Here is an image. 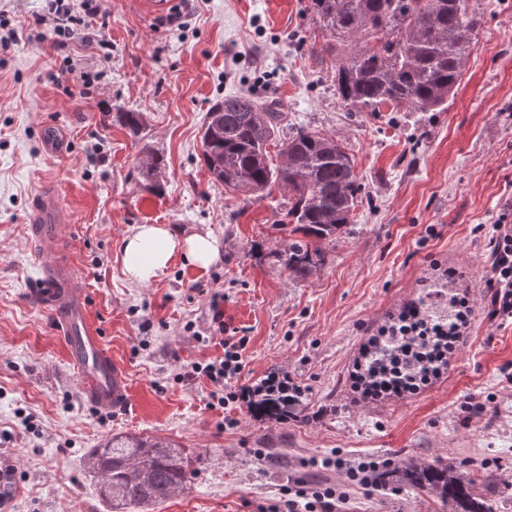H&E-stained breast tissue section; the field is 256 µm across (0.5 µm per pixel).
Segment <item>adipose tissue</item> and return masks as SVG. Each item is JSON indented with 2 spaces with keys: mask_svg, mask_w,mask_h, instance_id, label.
I'll return each instance as SVG.
<instances>
[{
  "mask_svg": "<svg viewBox=\"0 0 512 512\" xmlns=\"http://www.w3.org/2000/svg\"><path fill=\"white\" fill-rule=\"evenodd\" d=\"M122 272L127 282H154L174 259L205 270L221 258V242L211 232H177L166 224H138L121 240Z\"/></svg>",
  "mask_w": 512,
  "mask_h": 512,
  "instance_id": "obj_1",
  "label": "adipose tissue"
}]
</instances>
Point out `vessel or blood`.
<instances>
[{
    "label": "vessel or blood",
    "mask_w": 512,
    "mask_h": 512,
    "mask_svg": "<svg viewBox=\"0 0 512 512\" xmlns=\"http://www.w3.org/2000/svg\"><path fill=\"white\" fill-rule=\"evenodd\" d=\"M71 222L69 211L54 190L39 193L29 215L38 242L33 300L57 321L88 403L102 412L118 411L130 402L125 367L105 346L87 308V292L76 277L71 257L60 242Z\"/></svg>",
    "instance_id": "b4317fda"
}]
</instances>
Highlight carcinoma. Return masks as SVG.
<instances>
[{
    "label": "carcinoma",
    "mask_w": 512,
    "mask_h": 512,
    "mask_svg": "<svg viewBox=\"0 0 512 512\" xmlns=\"http://www.w3.org/2000/svg\"><path fill=\"white\" fill-rule=\"evenodd\" d=\"M315 23L330 34L325 51H338L336 96L376 112L408 104L417 112L448 105L476 45L477 0H309ZM273 103L249 96L216 102L206 113L202 156L213 181L244 196L288 192L282 225L288 241L276 252L290 274L306 277L324 261L322 243L349 233L361 203V184L346 147L318 131L298 128L280 143L275 165L269 143L280 125ZM391 358L382 342L367 343L356 383L377 394ZM303 391L284 380L254 388L251 413L274 420L302 412ZM98 493L112 512H148L190 484L194 470L185 451L151 437L114 435L89 456ZM468 460L458 464L386 461L372 471L383 492L405 490L436 498L452 512H496L495 501L473 492Z\"/></svg>",
    "instance_id": "obj_1"
}]
</instances>
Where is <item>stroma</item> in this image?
<instances>
[{"instance_id": "obj_1", "label": "stroma", "mask_w": 512, "mask_h": 512, "mask_svg": "<svg viewBox=\"0 0 512 512\" xmlns=\"http://www.w3.org/2000/svg\"><path fill=\"white\" fill-rule=\"evenodd\" d=\"M137 2L101 0L105 48L76 42L63 55L24 39L0 54V464L14 469L0 512H110L88 456L119 433L173 441L192 459L188 488L152 512H260L304 483L346 491L337 512H448L355 484L347 468L463 458L512 512V319L489 318L482 280L512 197V0H480L475 49L434 112L341 103L307 0H198L178 26ZM68 56L105 69L101 84L52 81ZM242 92L277 102L280 136L317 130L355 162L366 199L310 276L274 257L288 238L283 192L229 193L201 159L206 112ZM130 110L144 117L136 135L121 120ZM46 126L67 131L62 155L45 151ZM151 154L162 160L153 178ZM46 186L70 210L64 247L130 375L126 409L88 405L63 338L29 299L38 270L25 218ZM138 224L210 230L221 259L204 272L178 259L153 283L129 284L120 242ZM451 268L473 313L447 371L412 392L365 396L352 379L363 339L397 316V300L443 290ZM225 340L243 345L237 388L286 373L305 391L302 418L268 423L244 403L215 404L212 383L189 371L222 356Z\"/></svg>"}]
</instances>
